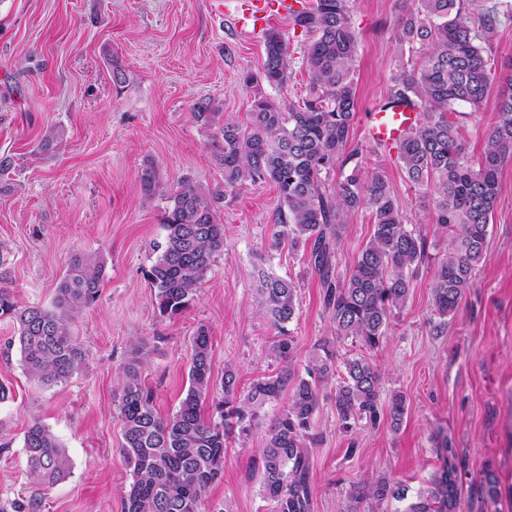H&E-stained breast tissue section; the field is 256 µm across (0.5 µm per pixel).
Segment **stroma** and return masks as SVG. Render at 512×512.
I'll return each instance as SVG.
<instances>
[{
	"label": "stroma",
	"mask_w": 512,
	"mask_h": 512,
	"mask_svg": "<svg viewBox=\"0 0 512 512\" xmlns=\"http://www.w3.org/2000/svg\"><path fill=\"white\" fill-rule=\"evenodd\" d=\"M360 35L355 62L356 107L350 144L366 170L388 179L409 229L426 238V257L396 310L387 339L367 351L355 339L337 340L319 278L303 250L274 247L278 190L262 183L225 188L218 210L224 253L182 314L160 317L147 273L158 257L161 219L182 181L223 186L224 168L212 128L193 115L197 103L221 121L246 124L256 91L280 105L301 104L309 75L304 54L310 34L279 16L271 26L288 44L290 78L280 88L245 84L265 57L263 34L219 19L214 0H0V157L13 165L0 174V286L18 305L50 306L74 255L102 266L97 302L78 316L74 332L86 352L67 382L46 386L24 370L19 349L8 348L12 323L0 320V505L37 499L39 512H123L131 481L115 391L132 344L147 343L143 378L165 417L188 387L191 339L199 326L212 336V378L225 363L238 369L240 387L278 370L271 353L277 331L256 308L258 269L292 279L296 315L288 324L298 368L316 343L336 341L340 357H365L382 372V397L403 394L406 413L392 425L344 427L331 386L320 392L314 429L322 441L310 451L312 512H345L346 491L383 473L409 496L430 487L441 467L435 435L444 432L458 452L460 512H512V162L503 165L487 260L448 322L434 309L436 265L448 248L433 222L432 203L406 177L397 147L364 134L365 116L384 102L408 59L397 32L400 0H351ZM127 75L112 81L113 66ZM54 130L52 151L40 148ZM157 172L154 192L140 181L145 165ZM362 207L344 217L335 263L352 270L373 231ZM281 405L264 407L262 429L248 444L231 442L224 474L205 493L202 512H271L254 469L264 426ZM36 423L64 445L71 472L53 486L26 469L23 438ZM499 481L496 502L481 504L474 490L486 475Z\"/></svg>",
	"instance_id": "1"
}]
</instances>
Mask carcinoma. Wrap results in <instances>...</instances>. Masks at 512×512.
<instances>
[{"label": "carcinoma", "instance_id": "obj_1", "mask_svg": "<svg viewBox=\"0 0 512 512\" xmlns=\"http://www.w3.org/2000/svg\"><path fill=\"white\" fill-rule=\"evenodd\" d=\"M294 22L311 33L305 65L308 95L302 104L280 106L266 96L254 97L248 124H219L211 106L200 104L194 117L216 127L224 167V187L206 189L183 182L170 195L162 219L164 242L150 268L159 316L171 318L195 300L206 273L224 253V227L215 205L224 188L241 182L274 183L279 190L275 246L286 240L293 249L310 248V264L324 289V302L336 339L354 338L365 348H379L393 311L407 302L413 271L426 255V241L407 229L406 218L389 182L380 172H365L361 151L349 148L355 117V67L358 32L350 0H312L295 13ZM498 3L478 0H412L400 17L399 42L407 45L410 65L393 78L389 99L413 102L420 119L398 146V159L411 183L432 196L434 224L448 232L451 247L438 261L432 288L435 311L454 314L473 285L476 268L487 259L488 226L499 193V172L512 161V73L497 82L491 48L500 24ZM289 79L283 35L266 33L265 58L259 72L245 75L250 85L281 87ZM496 93L497 121L473 161L458 134L459 107H478ZM456 119H451V116ZM341 174L334 191L325 180ZM366 206L375 216L373 233L352 272L341 278L333 264L343 215ZM101 266L85 256L72 259L60 279L51 306H20L0 287V319L16 329L25 371L36 382L68 381L86 360L73 325L77 315L100 295ZM295 283L272 273L259 276L258 311L279 330L272 353L279 370L238 390V373L224 365L222 396L215 403L219 420L207 418L202 404L213 389L211 336L201 325L191 341L188 388L179 409L160 416L153 393L142 379L146 343L135 346L123 367L116 394L123 443L120 451L132 482L124 512H202L206 489L219 480L224 448L234 437L246 445L258 428L262 409L289 394L288 408L266 431L255 468L260 491L274 512H311L308 446L318 442L310 432L319 407L320 387L336 376L337 350L324 342L306 374L293 362L294 341L286 325L295 315ZM382 382L377 367L364 357L344 360L334 403L341 421L380 418ZM393 424L402 422L405 399L388 402ZM23 449L30 475L52 486L66 478L70 464L65 448L44 425L27 430ZM439 449L443 465L432 487L407 500L405 489L380 474L350 486L345 512H383L391 500L407 501L403 512H459L461 486L457 450L448 438ZM482 501L499 496L497 481L486 477L477 487Z\"/></svg>", "mask_w": 512, "mask_h": 512}]
</instances>
